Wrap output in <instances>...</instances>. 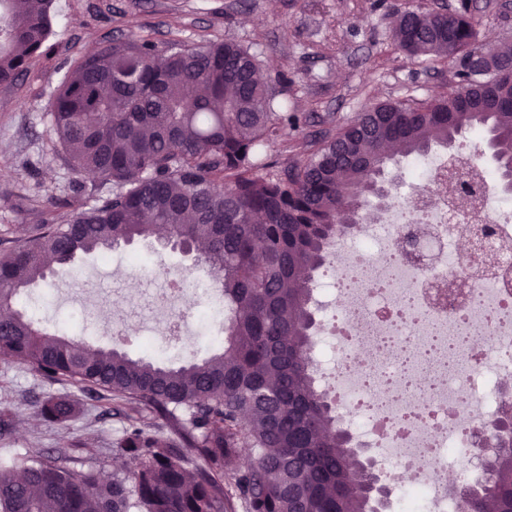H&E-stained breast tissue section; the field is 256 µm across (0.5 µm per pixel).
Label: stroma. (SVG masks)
<instances>
[{
	"label": "stroma",
	"mask_w": 512,
	"mask_h": 512,
	"mask_svg": "<svg viewBox=\"0 0 512 512\" xmlns=\"http://www.w3.org/2000/svg\"><path fill=\"white\" fill-rule=\"evenodd\" d=\"M458 0H54L52 33L27 72L0 84V241L40 223L46 212L59 221L76 204L108 195L111 183L76 174L62 155L49 151L47 103L61 77L78 58L107 41L138 32L159 46L200 45L232 39L258 55L261 74L273 82L289 111L301 119L268 149L270 160L301 157L300 145L321 131L354 119L383 101L410 104L439 98L454 86L449 61L411 58L393 43L394 7L454 9ZM480 43L512 48V0H473ZM198 270L179 251L155 240H138L87 256L69 279L30 288L21 303L33 306L48 332L93 347L120 346L133 358L163 360L179 367L217 349L205 313L188 318L184 348L160 358L167 341L162 318L135 314L145 303L150 277L197 278ZM71 401L63 423L40 414L38 400ZM13 418L0 453L24 459L32 448L63 451L77 471L105 472L131 466L115 444L126 423L105 415V402L78 388L43 381L16 361L0 360V408ZM86 440L83 448L74 439Z\"/></svg>",
	"instance_id": "35a3bbf8"
}]
</instances>
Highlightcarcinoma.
Listing matches in <instances>:
<instances>
[{"label": "carcinoma", "instance_id": "cac0c4a2", "mask_svg": "<svg viewBox=\"0 0 512 512\" xmlns=\"http://www.w3.org/2000/svg\"><path fill=\"white\" fill-rule=\"evenodd\" d=\"M54 0H0V83L27 71L51 33ZM392 39L410 57L446 59L456 85L418 104L378 103L302 145L292 164L267 145L297 121L257 77L259 60L234 41L159 46L114 39L79 58L48 103L51 147L76 173L112 182L64 224L32 226L0 252V360L20 361L108 402L127 421L116 447L138 459L125 474L75 471L33 448L0 456V512H376L369 476L338 427L313 367L314 274L389 160L385 145L421 155L472 130L512 184V51L473 72L471 0L450 11L394 9ZM196 252L224 295V346L177 368L117 348L82 346L14 310L22 292L157 228ZM63 422L73 406L39 403ZM165 421L166 432L149 428ZM499 451L477 487L454 491L457 512H512V400L493 427ZM202 464L189 472L192 459Z\"/></svg>", "mask_w": 512, "mask_h": 512}]
</instances>
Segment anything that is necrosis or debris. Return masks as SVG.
Returning a JSON list of instances; mask_svg holds the SVG:
<instances>
[{"label":"necrosis or debris","instance_id":"4bbe7bcc","mask_svg":"<svg viewBox=\"0 0 512 512\" xmlns=\"http://www.w3.org/2000/svg\"><path fill=\"white\" fill-rule=\"evenodd\" d=\"M452 171L479 187L466 207L453 203ZM413 175L409 198L337 242L335 306L315 341L335 349L336 365L318 354L313 363L344 429L377 448L400 484L398 512H456L448 475L471 471L475 434L512 381V276L478 272L459 242L490 226L499 261L512 266V197L467 154L417 157ZM412 231L417 261L402 254Z\"/></svg>","mask_w":512,"mask_h":512}]
</instances>
